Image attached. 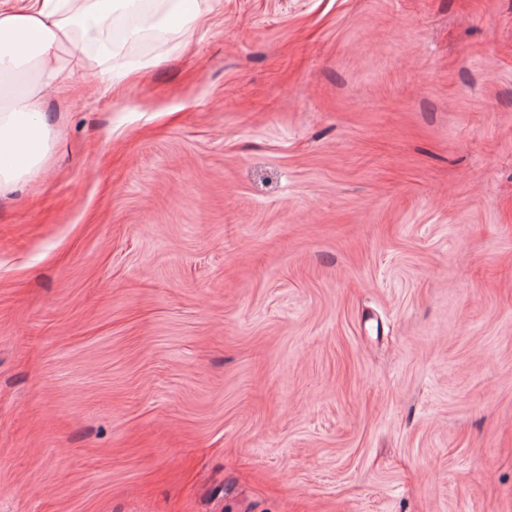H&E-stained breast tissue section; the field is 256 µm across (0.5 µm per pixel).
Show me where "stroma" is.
I'll list each match as a JSON object with an SVG mask.
<instances>
[{
    "mask_svg": "<svg viewBox=\"0 0 512 512\" xmlns=\"http://www.w3.org/2000/svg\"><path fill=\"white\" fill-rule=\"evenodd\" d=\"M200 10L0 196V512H512V0Z\"/></svg>",
    "mask_w": 512,
    "mask_h": 512,
    "instance_id": "1",
    "label": "stroma"
}]
</instances>
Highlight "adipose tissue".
Instances as JSON below:
<instances>
[{
    "label": "adipose tissue",
    "instance_id": "obj_1",
    "mask_svg": "<svg viewBox=\"0 0 512 512\" xmlns=\"http://www.w3.org/2000/svg\"><path fill=\"white\" fill-rule=\"evenodd\" d=\"M201 18L198 0H168L166 10L150 15L136 0H29L19 9L0 2V195L13 192L50 152L55 128L46 91L93 96L74 60L94 54L104 82L117 89L136 77L106 66L122 37L157 29L186 33Z\"/></svg>",
    "mask_w": 512,
    "mask_h": 512
}]
</instances>
